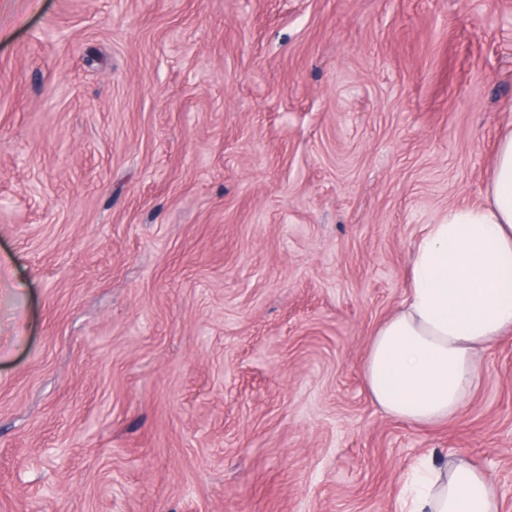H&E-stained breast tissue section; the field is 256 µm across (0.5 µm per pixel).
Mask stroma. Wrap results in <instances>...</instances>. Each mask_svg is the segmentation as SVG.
Returning a JSON list of instances; mask_svg holds the SVG:
<instances>
[{
    "mask_svg": "<svg viewBox=\"0 0 512 512\" xmlns=\"http://www.w3.org/2000/svg\"><path fill=\"white\" fill-rule=\"evenodd\" d=\"M512 0H0V512H397L512 479V334L418 427L360 365L486 200ZM400 512H501L492 480L469 460L422 457L404 480Z\"/></svg>",
    "mask_w": 512,
    "mask_h": 512,
    "instance_id": "1",
    "label": "stroma"
}]
</instances>
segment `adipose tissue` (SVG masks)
I'll return each instance as SVG.
<instances>
[{"instance_id":"1","label":"adipose tissue","mask_w":512,"mask_h":512,"mask_svg":"<svg viewBox=\"0 0 512 512\" xmlns=\"http://www.w3.org/2000/svg\"><path fill=\"white\" fill-rule=\"evenodd\" d=\"M511 333L512 129L499 140L486 204L450 208L417 241L407 297L367 346L366 390L392 418L446 422L480 377L479 351ZM400 512H501V503L471 461L425 456L404 480Z\"/></svg>"}]
</instances>
